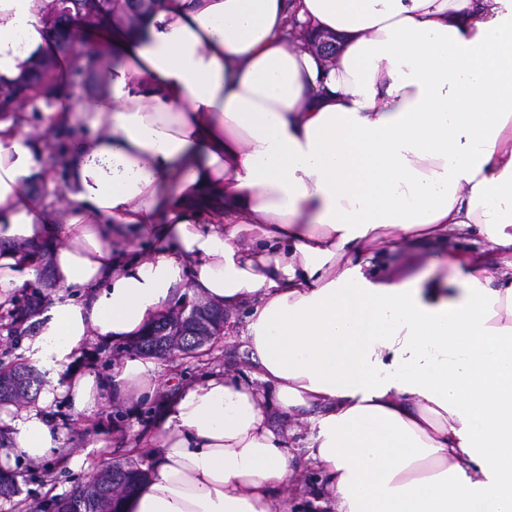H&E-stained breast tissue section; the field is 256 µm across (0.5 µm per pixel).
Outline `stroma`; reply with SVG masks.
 <instances>
[{"instance_id":"1","label":"stroma","mask_w":512,"mask_h":512,"mask_svg":"<svg viewBox=\"0 0 512 512\" xmlns=\"http://www.w3.org/2000/svg\"><path fill=\"white\" fill-rule=\"evenodd\" d=\"M246 315L247 311L243 308L232 311L229 332L218 339L202 357L162 361L160 367L163 380L152 394L139 398L120 396L100 411L82 417L73 416L65 407H58L55 418L65 435L63 454L84 455L85 467L73 470L61 465V454L56 453L40 461L16 456L13 469L19 474L20 492L8 500L0 498V512H41V505L49 495H70L98 469V452L91 447L93 441L108 442L107 453L111 461L128 460L130 445L153 430L154 411L158 403L179 387L199 380L203 371L218 370L233 376H250L254 365L241 339ZM125 357L122 343L105 344L92 340L84 345L74 366L80 371L104 376ZM291 428L287 445L293 456L292 472L287 487L281 491L277 501L287 506L288 512H300V498L313 492L319 477L317 470L306 460L304 452V442L313 431L312 423L304 419L297 420Z\"/></svg>"}]
</instances>
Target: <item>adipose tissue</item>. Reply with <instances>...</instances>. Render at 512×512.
<instances>
[{"instance_id": "obj_1", "label": "adipose tissue", "mask_w": 512, "mask_h": 512, "mask_svg": "<svg viewBox=\"0 0 512 512\" xmlns=\"http://www.w3.org/2000/svg\"><path fill=\"white\" fill-rule=\"evenodd\" d=\"M49 2L0 0V82L52 54L87 85L38 114L45 139L77 130L61 206L34 190L24 114H0V311L48 246L58 293L25 354L67 376L0 411V465L63 447L57 404L149 394L145 357L71 365L189 281L247 307L255 370L164 403L124 512H273L290 456L270 418L306 411L316 512H512V0H165L73 50ZM323 34L331 65L308 45ZM474 226L497 265L455 248ZM399 250L428 260L392 272Z\"/></svg>"}]
</instances>
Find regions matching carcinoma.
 <instances>
[{"mask_svg":"<svg viewBox=\"0 0 512 512\" xmlns=\"http://www.w3.org/2000/svg\"><path fill=\"white\" fill-rule=\"evenodd\" d=\"M56 21L59 24L73 22L76 27L94 29L110 17L120 16L131 27L139 24L140 17L160 8L163 0H53ZM63 77L55 71L52 61H40L33 65L30 76L14 86L0 85V102L28 99L33 111H39L38 102H50ZM74 130L57 137L45 147L48 159L62 164L63 138ZM42 282L15 300L14 310L0 315V328L18 330L24 321L36 312L42 303ZM224 335V320L219 315L213 321L197 327L190 320H176L165 312L151 322L148 334L127 344L125 350L134 354L177 359L191 356L196 351L199 337L213 343ZM43 379L31 365L19 362L7 370H0V405L28 402L40 393ZM147 472L134 463L111 464L102 468L93 478L79 486L72 494L46 503L44 512H120L121 501L131 495L137 483ZM18 492L15 475L0 469V498L9 499Z\"/></svg>","mask_w":512,"mask_h":512,"instance_id":"cac0c4a2","label":"carcinoma"}]
</instances>
